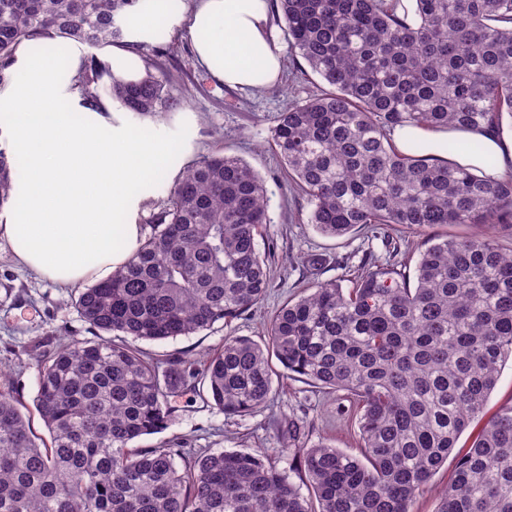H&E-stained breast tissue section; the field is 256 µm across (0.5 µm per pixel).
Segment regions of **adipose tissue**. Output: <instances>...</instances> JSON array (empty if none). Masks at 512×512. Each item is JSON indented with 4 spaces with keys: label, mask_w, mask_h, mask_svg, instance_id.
I'll return each instance as SVG.
<instances>
[{
    "label": "adipose tissue",
    "mask_w": 512,
    "mask_h": 512,
    "mask_svg": "<svg viewBox=\"0 0 512 512\" xmlns=\"http://www.w3.org/2000/svg\"><path fill=\"white\" fill-rule=\"evenodd\" d=\"M270 13L269 0H197L185 15L172 14L169 0H144L126 26L142 40L187 24L202 66L225 86L247 91L275 84L281 71ZM78 62L77 46L66 39L38 54L20 48L14 81L0 93V129L11 136L20 173L13 208L0 217V243L17 264L64 287L101 279L136 252L144 240L133 220L136 200L186 149L152 125L131 127L109 112L77 110L63 78ZM465 137L416 127L393 131L400 150L419 145L443 160L451 157L444 143ZM451 158L484 168L474 155Z\"/></svg>",
    "instance_id": "obj_1"
}]
</instances>
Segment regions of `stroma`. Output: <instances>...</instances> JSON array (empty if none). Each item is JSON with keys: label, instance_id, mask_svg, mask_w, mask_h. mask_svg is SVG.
I'll return each mask as SVG.
<instances>
[{"label": "stroma", "instance_id": "1", "mask_svg": "<svg viewBox=\"0 0 512 512\" xmlns=\"http://www.w3.org/2000/svg\"><path fill=\"white\" fill-rule=\"evenodd\" d=\"M273 26L279 44L286 48L284 22L274 21ZM156 46L165 51L157 63L175 76L182 94L181 106L148 121L131 112L123 113L122 118L134 126L150 122L164 136L187 141L188 149L173 157L168 173L156 178L143 192L135 222L150 226L166 199L167 186L192 160L219 149L244 159L264 179L269 191L270 222L263 226L258 239L260 248L271 251V284L262 305L231 323L219 322L191 336L140 344L154 358L199 359L219 349L230 334L262 341L267 318L288 298L312 282L344 278L340 261L357 266L362 250L371 248L379 253L383 246L381 241H369L366 228L343 237L322 235L306 222L310 211L306 197L286 182L272 142L276 117L289 104L307 99L324 87L318 75L307 72L299 55L286 48L285 71L276 87L240 91L209 76L196 58L188 30L158 29L146 42L132 44L131 50L137 57H148ZM311 256L319 260L314 274L303 263ZM78 294V289L61 287L17 265L8 251L0 252V391L17 390L25 402H32L38 391L42 352L62 342L92 338V331L74 305ZM274 386L270 409L243 417L224 415L192 390H185L177 399L178 411L169 428L142 438L140 444L152 446L176 437L195 449H262L280 458L286 467L291 459L282 456L283 439L268 427V416L302 404L314 420L310 441L325 439L337 448L355 451L356 444L334 396L298 379L278 377Z\"/></svg>", "mask_w": 512, "mask_h": 512}]
</instances>
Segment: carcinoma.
I'll return each instance as SVG.
<instances>
[{
    "mask_svg": "<svg viewBox=\"0 0 512 512\" xmlns=\"http://www.w3.org/2000/svg\"><path fill=\"white\" fill-rule=\"evenodd\" d=\"M139 0H0V86L23 43L68 38L90 48L124 42ZM277 0L288 44L328 88L279 113L273 140L288 179L308 198L307 223L341 237L382 235L344 288L317 282L286 300L259 344L226 336L202 366L150 358L123 340L163 341L226 324L267 295L257 237L269 223L264 180L222 152L187 166L167 190L153 233L128 262L75 301L111 339L72 341L44 354L34 399L39 437L20 398L0 392V512H413L453 456L436 512H512V399L486 406L512 360V173L490 180L471 167L406 153L396 127L503 132L512 119V0ZM70 89L100 112V89L138 115L181 105L169 75L138 81L88 57ZM496 159L477 140L448 154ZM13 172L0 147V211ZM442 224L488 230L421 251L414 275L391 231ZM356 403L360 455L319 440L295 447L304 421L274 420L299 466L262 450L198 453L179 440L134 442L165 430L172 398L189 388L227 416L272 399L273 363ZM481 424L464 449L462 433ZM182 464H177V461ZM308 483L312 496L301 493Z\"/></svg>",
    "mask_w": 512,
    "mask_h": 512,
    "instance_id": "obj_1",
    "label": "carcinoma"
}]
</instances>
